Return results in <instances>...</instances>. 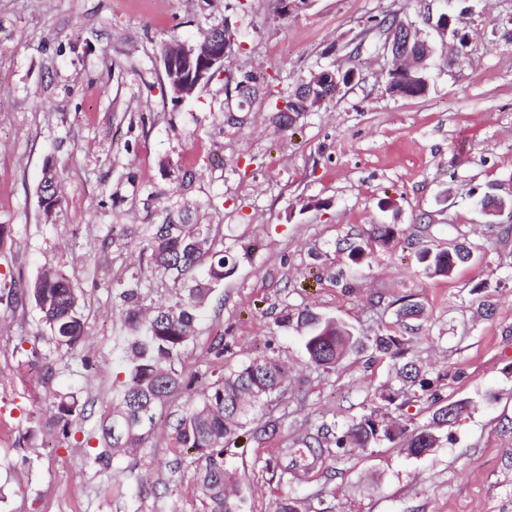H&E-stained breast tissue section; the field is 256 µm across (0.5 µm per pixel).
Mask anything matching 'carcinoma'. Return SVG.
<instances>
[{
	"mask_svg": "<svg viewBox=\"0 0 512 512\" xmlns=\"http://www.w3.org/2000/svg\"><path fill=\"white\" fill-rule=\"evenodd\" d=\"M388 83L393 93L419 97L428 90L427 70L390 71ZM301 109L300 99L290 95L277 107L275 122L288 128L294 123L290 114L297 115ZM39 193L44 215L49 218L61 205L55 173L45 175ZM201 230L198 224H157L147 242L150 262L184 288V298L147 315L137 289L128 288L121 293L131 331V358L119 403L100 425L101 450L93 456L92 463L103 469H109L126 449L142 447L152 433L155 408L195 382L174 369V360L194 336L198 310L228 274L224 251H215L210 244L198 247ZM469 258L470 252L460 249L431 256L421 251L417 256L430 277H446L453 264ZM27 293L57 343L70 350L76 348L84 337V321L80 296L69 278L59 273L45 274ZM297 326L303 329V346L309 360L318 367L334 368L345 356L365 348L361 337L332 318L319 320L309 312L301 313ZM371 347L400 363L398 374L403 380L416 383L423 390L429 387L428 379L420 376L414 361L407 358L404 337L388 329L371 340ZM285 380V369L275 358L243 362L202 391L197 403L183 411L173 424L171 439L175 447L194 451L195 477L209 501L210 512H243V502L237 494L226 492L227 486L236 484V477L225 467L224 456L236 443L239 432L254 424L255 414L282 395ZM54 407L63 431H69L76 402L59 398ZM463 408L460 403L453 405L450 417L448 406H441L434 413L433 425L413 428L405 424L397 429L371 415L354 419L344 424L336 436V452L345 453L350 447L368 448L400 433L405 435L407 453L421 456L436 447V431L456 421Z\"/></svg>",
	"mask_w": 512,
	"mask_h": 512,
	"instance_id": "carcinoma-1",
	"label": "carcinoma"
}]
</instances>
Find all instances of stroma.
<instances>
[{"mask_svg": "<svg viewBox=\"0 0 512 512\" xmlns=\"http://www.w3.org/2000/svg\"><path fill=\"white\" fill-rule=\"evenodd\" d=\"M0 0V512H208L171 426L196 400L157 406L142 448L103 472L101 416L126 376L128 327L119 297L140 287L147 307L181 288L144 248L154 225L201 224L230 272L201 307L196 335L174 362L207 385L230 368L273 357L285 396L265 409L274 430L241 433L226 461L244 512H273L294 494L336 512H512V212L487 218L489 195L512 198V0ZM460 16L468 45L441 47V13ZM397 16L437 49L420 97L390 92L389 55L373 19ZM230 20L228 68L251 77L247 102L224 75L173 100L168 42L197 41ZM355 70V81L290 128L281 97L310 72ZM58 176L62 204L45 216L38 188ZM393 235L376 240L373 227ZM365 249L359 265L350 244ZM467 246L472 258L427 277L420 249ZM63 272L80 294L85 338L60 347L33 301L12 290ZM423 309L404 336L431 387L405 411L383 401L393 362L370 352L323 370L294 317L309 310L357 335L393 327L401 298ZM81 410L63 431L55 397ZM467 408L414 457L403 437L337 455L316 436L374 412L432 421Z\"/></svg>", "mask_w": 512, "mask_h": 512, "instance_id": "35a3bbf8", "label": "stroma"}]
</instances>
